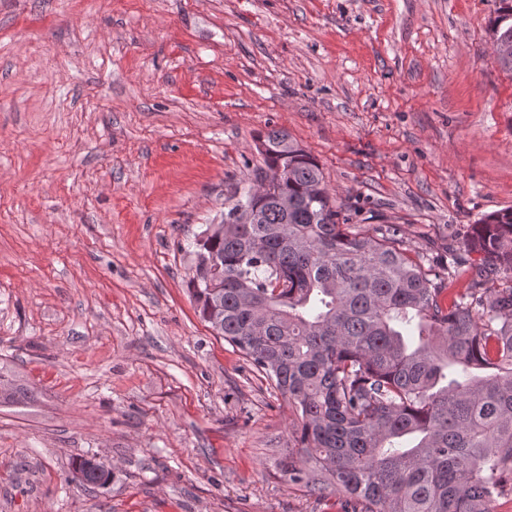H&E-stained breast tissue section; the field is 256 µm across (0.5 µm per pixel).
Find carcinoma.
<instances>
[{"label": "carcinoma", "mask_w": 512, "mask_h": 512, "mask_svg": "<svg viewBox=\"0 0 512 512\" xmlns=\"http://www.w3.org/2000/svg\"><path fill=\"white\" fill-rule=\"evenodd\" d=\"M496 4L493 41L512 44V0ZM257 140L256 184L225 199L224 235L195 240L188 286L200 318L294 411L281 476L336 494L343 512H494L512 493V284L498 286L512 281V208L471 226L458 288L459 271L430 278L393 225L352 231L286 131ZM273 169L283 177L263 195ZM240 211L250 223H232ZM73 466L90 487L111 480Z\"/></svg>", "instance_id": "carcinoma-1"}]
</instances>
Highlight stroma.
Masks as SVG:
<instances>
[{
  "mask_svg": "<svg viewBox=\"0 0 512 512\" xmlns=\"http://www.w3.org/2000/svg\"><path fill=\"white\" fill-rule=\"evenodd\" d=\"M495 9L0 0V512H340L281 476L294 413L200 319L192 243L276 128L441 272L512 207ZM74 469L79 468L82 472V481L86 486L102 487L111 480V475L104 470L86 465V458H79L73 462Z\"/></svg>",
  "mask_w": 512,
  "mask_h": 512,
  "instance_id": "obj_1",
  "label": "stroma"
}]
</instances>
